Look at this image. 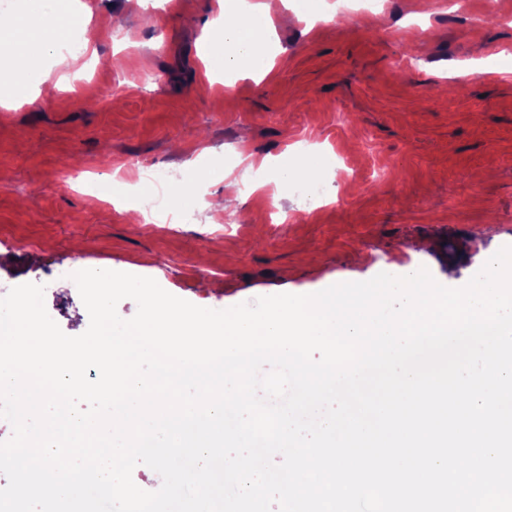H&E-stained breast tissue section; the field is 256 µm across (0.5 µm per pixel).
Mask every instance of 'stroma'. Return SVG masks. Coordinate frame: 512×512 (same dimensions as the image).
Segmentation results:
<instances>
[{
    "label": "stroma",
    "instance_id": "35a3bbf8",
    "mask_svg": "<svg viewBox=\"0 0 512 512\" xmlns=\"http://www.w3.org/2000/svg\"><path fill=\"white\" fill-rule=\"evenodd\" d=\"M97 38L68 84L48 80L30 103L0 109V291L43 285L48 314L70 336L89 315L58 274L76 263L155 279L194 305L222 310L261 296L313 294L366 281L391 264L427 268L460 288L512 246V0H477L485 26L448 17V0H392L359 22L307 24L277 0L271 76L210 86L203 58L217 0H88ZM120 25L123 38L109 36ZM487 71L456 81L475 55ZM343 153L358 179L328 174L338 206L311 213L271 171L237 153L288 146ZM224 210L184 224L133 223L129 183L111 201L90 186L118 163L181 174ZM264 180L225 198V173Z\"/></svg>",
    "mask_w": 512,
    "mask_h": 512
}]
</instances>
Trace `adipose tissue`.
<instances>
[{
    "label": "adipose tissue",
    "instance_id": "adipose-tissue-1",
    "mask_svg": "<svg viewBox=\"0 0 512 512\" xmlns=\"http://www.w3.org/2000/svg\"><path fill=\"white\" fill-rule=\"evenodd\" d=\"M53 3L54 0H26L24 13L0 27V61L20 57L25 60L23 67L13 71L0 88L1 108L12 109L26 102L33 89L49 77L40 59L27 53L33 36H40L44 45L53 46L64 41L73 26H89L91 8L85 0H79L74 12L67 15L59 14ZM219 8L228 22L216 26L211 34V73L267 76L271 65L262 36L271 23L268 5L262 0H221Z\"/></svg>",
    "mask_w": 512,
    "mask_h": 512
}]
</instances>
